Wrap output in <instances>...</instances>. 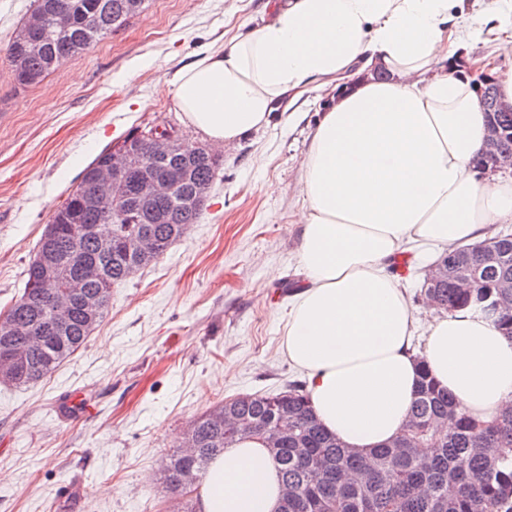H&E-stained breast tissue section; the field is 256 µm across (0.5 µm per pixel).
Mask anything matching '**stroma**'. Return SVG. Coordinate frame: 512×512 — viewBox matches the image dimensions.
<instances>
[{"label":"stroma","mask_w":512,"mask_h":512,"mask_svg":"<svg viewBox=\"0 0 512 512\" xmlns=\"http://www.w3.org/2000/svg\"><path fill=\"white\" fill-rule=\"evenodd\" d=\"M34 0H0V308L17 300L53 212L83 169L155 123L202 142L157 78L259 23L267 0H146L124 27L37 85L7 49ZM329 103L308 93L224 154L199 221L112 290L108 316L51 375L0 384V512H176L163 458L195 418L302 380L281 351L296 274L301 167Z\"/></svg>","instance_id":"1"}]
</instances>
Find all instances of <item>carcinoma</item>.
Segmentation results:
<instances>
[{"label": "carcinoma", "instance_id": "carcinoma-1", "mask_svg": "<svg viewBox=\"0 0 512 512\" xmlns=\"http://www.w3.org/2000/svg\"><path fill=\"white\" fill-rule=\"evenodd\" d=\"M34 11L47 21L58 15L69 25L46 41L37 32L12 40L8 60L16 82L32 86L61 70L64 63L120 29L134 16L128 0H35ZM476 89L487 125L500 131L495 152L512 155V107L502 104L496 83L486 80ZM106 148L83 170L76 189L52 217L53 233L42 236L39 249L27 269L21 297L0 319L39 329L50 307L62 297L58 288L44 287L42 267L52 262L69 276H78L84 263L98 267L86 281L85 295L96 301L89 313L83 300L66 297L72 308L70 321L44 336H10L0 330V363L10 372L1 384L16 387L34 384L52 374L77 352L109 312L112 287L128 280L135 271L163 256L198 222L202 210L190 197L215 178L216 160L207 152L175 154L168 164L189 172L179 196L167 201L145 200L136 193L125 202L126 217L120 223L104 215L97 200L104 187L94 170L109 163ZM107 229L81 236L77 225ZM149 234L160 242L157 252L127 255L122 245L133 235ZM497 257L486 261L469 247L439 257L450 263L448 277L423 284V297L443 312L468 309L479 313L512 342V230L494 235ZM288 411V422L278 431L280 447L272 449L288 497L279 512H512V401L483 421L463 412L448 390L419 365V381L405 430L396 441L363 455L341 445L319 424L310 404L306 384L292 381L276 392L241 394L224 400L190 425L181 445L162 468V488L183 497L180 512H199L190 497L212 458L253 432L268 438L275 428L274 409ZM452 429L440 430L446 419ZM427 452L419 454L418 449Z\"/></svg>", "mask_w": 512, "mask_h": 512}]
</instances>
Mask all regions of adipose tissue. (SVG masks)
<instances>
[{
	"instance_id": "adipose-tissue-1",
	"label": "adipose tissue",
	"mask_w": 512,
	"mask_h": 512,
	"mask_svg": "<svg viewBox=\"0 0 512 512\" xmlns=\"http://www.w3.org/2000/svg\"><path fill=\"white\" fill-rule=\"evenodd\" d=\"M463 0H269L261 22L176 67L158 83L211 149L267 127L310 89L335 91L311 134L299 225L300 290L282 348L302 372L325 430L361 453L403 430L426 364L468 415L512 396V342L459 311L418 331L392 271L417 247L445 252L512 223V177L473 161L485 115L451 50L498 24L495 56L512 57V0L467 16ZM390 78L374 80L375 68ZM424 334L422 349L414 338ZM281 478L260 435L213 459L202 512H277Z\"/></svg>"
}]
</instances>
